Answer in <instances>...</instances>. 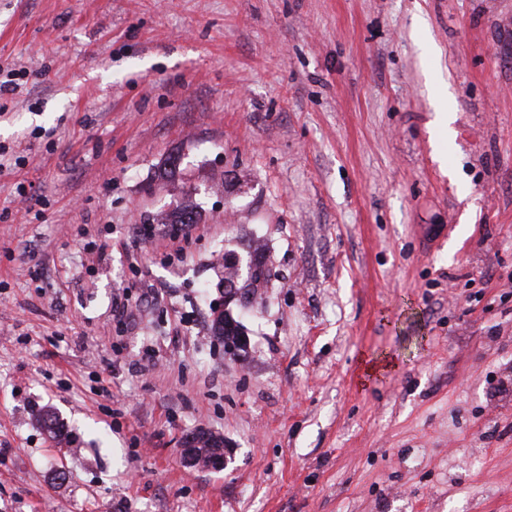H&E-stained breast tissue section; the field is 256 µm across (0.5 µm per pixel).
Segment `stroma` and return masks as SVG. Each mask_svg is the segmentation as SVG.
Listing matches in <instances>:
<instances>
[{"instance_id": "stroma-1", "label": "stroma", "mask_w": 512, "mask_h": 512, "mask_svg": "<svg viewBox=\"0 0 512 512\" xmlns=\"http://www.w3.org/2000/svg\"><path fill=\"white\" fill-rule=\"evenodd\" d=\"M1 67L0 512H512V0H0ZM256 267V273L252 277L246 279L244 283H247L242 285H237L239 284V280L236 283L230 272L227 273V276L224 274V279L222 278L221 283L224 282L225 301L227 298H233L238 293H240V297L249 299L250 294L254 295V293H256V288H258L259 284L268 282V279L271 276L270 270L265 267L262 262H257Z\"/></svg>"}]
</instances>
